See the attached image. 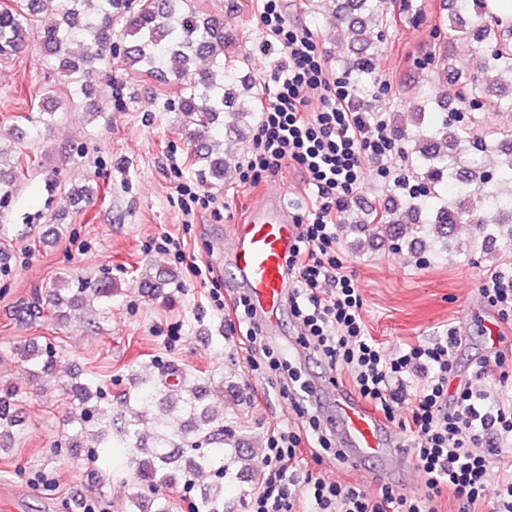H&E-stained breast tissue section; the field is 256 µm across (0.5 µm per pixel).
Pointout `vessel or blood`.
<instances>
[{"instance_id": "vessel-or-blood-1", "label": "vessel or blood", "mask_w": 512, "mask_h": 512, "mask_svg": "<svg viewBox=\"0 0 512 512\" xmlns=\"http://www.w3.org/2000/svg\"><path fill=\"white\" fill-rule=\"evenodd\" d=\"M297 245V229L278 194H260L246 218L232 227L227 287L246 288L264 321L280 326L288 292L285 263ZM336 434L344 458L360 469H378L384 479L407 486L412 469L399 448L394 430L350 389L329 388L321 375H313L304 391Z\"/></svg>"}]
</instances>
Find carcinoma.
I'll return each mask as SVG.
<instances>
[{"label": "carcinoma", "mask_w": 512, "mask_h": 512, "mask_svg": "<svg viewBox=\"0 0 512 512\" xmlns=\"http://www.w3.org/2000/svg\"><path fill=\"white\" fill-rule=\"evenodd\" d=\"M314 8L340 31L350 36L354 58L345 71L361 92L376 75L374 51L388 25L386 0H318ZM485 0H452L448 13L439 16V26L454 37L471 43L478 65L473 75H459L440 56L430 62L437 78L457 86L468 107L484 106L512 112V91L493 85L503 77L512 83V25L486 17ZM51 15L56 23L41 32L45 56L56 63L59 75L71 92L83 94L97 66L112 60L105 51L117 44L126 70L134 75L165 76L180 84L177 100L165 111L176 113L178 129L192 137L191 168L205 184L224 178V147H238L260 119V80L251 60L232 50L237 37L224 31V21L204 13L192 0H15L0 6V56L26 51L34 22ZM448 110V102L427 96L415 108L411 151L407 163L417 171L419 197L395 198L392 206L368 211L359 227L394 248L410 252L432 248L449 250L456 225L477 224L478 234L462 245L468 251L491 254L499 245L512 246V188L504 192L480 163L483 154L496 147L507 156L503 171L512 185V145L497 142L494 133H478L469 125L430 115ZM201 128H214L223 137L211 142L196 138ZM177 273L159 269L142 274V287L170 298L167 289L176 284ZM118 292V283L108 276L93 283L59 277L46 292V307L33 306L29 315L45 311L62 322L67 310L85 303L105 304ZM15 355L32 375L51 376L58 365L56 349L33 342L15 349ZM205 378L170 369L163 387L152 373L140 377L134 397L125 401L128 418L112 428V419L100 422L95 434L96 460L112 461L115 448L130 452L137 481L131 505L138 512H224V477L232 468L250 470L251 448H236L227 454L231 437L224 416L206 403ZM72 433L65 436L67 448L81 447L85 423L100 415L98 385H72ZM24 422L18 391L0 385V452L13 448ZM209 446L204 452L201 445ZM215 472L217 481L201 488L183 502L158 493L160 488L191 486L195 477Z\"/></svg>", "instance_id": "cac0c4a2"}]
</instances>
